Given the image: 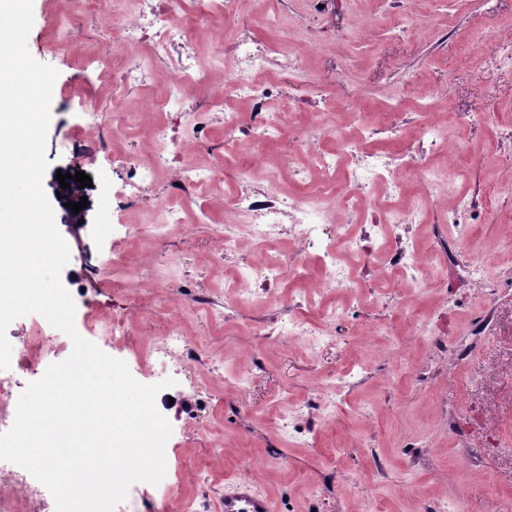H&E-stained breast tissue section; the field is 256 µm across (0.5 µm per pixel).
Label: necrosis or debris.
Returning <instances> with one entry per match:
<instances>
[{
	"label": "necrosis or debris",
	"instance_id": "4bbe7bcc",
	"mask_svg": "<svg viewBox=\"0 0 512 512\" xmlns=\"http://www.w3.org/2000/svg\"><path fill=\"white\" fill-rule=\"evenodd\" d=\"M135 8L113 9L111 23L103 29V39L94 53L83 46L69 44L63 30L47 32L44 44L52 55L64 50L81 56L87 68L112 80V100L88 101L83 124L105 128L106 137L99 149L102 165H121L126 181L115 193V212L125 238L150 230L162 237L171 224L188 219L200 223L212 220L207 208L192 210L191 195L213 193L224 205V221L214 232L219 244L208 255L215 271L233 263V290L224 300L225 312L248 306L270 288H282L283 298L295 305V313L262 329L275 341L303 342L310 352H318L331 340L329 328L342 316L348 302L358 295L356 260L362 239L379 242L378 253L384 265L393 266L401 282L416 289L437 283L438 267L429 254L412 238L403 237L407 224L424 223L432 202L424 190L442 180H453L454 168H438L434 155L461 152L466 136H458L445 146L433 116L444 105L443 95L428 96L416 102L423 121L416 129L421 156H395L372 139L373 125L363 112H356L355 132L342 122H326L323 113H314L306 128H299L295 113L271 112L270 98L281 92V83L269 75L268 56L277 53L300 60L297 48L280 40L285 27L278 0H268L261 15L263 28L274 38L266 50L256 46L252 31L233 34L231 49L215 45L213 58L224 73V83L215 88L209 108L196 111L194 128L175 140L180 114L186 112L193 88L209 85L207 69L196 60L200 27L186 24L185 15L206 18L215 23L236 16L245 0H135ZM165 76L168 82L158 107H146L126 116L119 106L129 89L137 84ZM224 115L219 159L204 166L179 160L178 142L199 144L211 139L214 113ZM141 127L153 149L150 161L116 148L132 126ZM290 135L291 152H272L283 135ZM260 159L261 179L241 171L225 177L242 152ZM170 185L169 193L153 205L154 220L142 227L134 204L160 181ZM301 186V193L283 191L282 183ZM388 200L382 218L366 220L367 202L375 191ZM73 346L41 337L35 349L16 353L9 368L0 369V433L14 420L17 401L14 389L20 374L32 373L45 353L70 355ZM361 362L342 369L336 378L321 382L320 393L311 404L297 406L293 419L281 426L289 437L309 446V431L304 418L309 410L333 419L346 390L364 373ZM0 512H56L53 496L44 493L40 482L26 469L0 460Z\"/></svg>",
	"mask_w": 512,
	"mask_h": 512
}]
</instances>
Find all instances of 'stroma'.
<instances>
[{"instance_id": "35a3bbf8", "label": "stroma", "mask_w": 512, "mask_h": 512, "mask_svg": "<svg viewBox=\"0 0 512 512\" xmlns=\"http://www.w3.org/2000/svg\"><path fill=\"white\" fill-rule=\"evenodd\" d=\"M279 11L289 40L307 42L305 82H288L287 100H271V111L294 112L304 125L321 94L343 106L359 102L377 115L378 140L398 155L418 151L410 108L417 99L444 88L455 113H468L471 149L454 160V187L472 198V212L459 228L433 208L427 223L404 230L423 236L448 271L447 289L423 286L409 304L397 279L382 278L376 259L366 258L357 271L366 303L338 321L334 342L314 357L298 343L261 335L264 324L289 313L271 295L235 311L232 327L206 323L194 296L224 301V277L206 261L223 215L210 225H172L151 241L152 267L174 282L151 287L125 266L139 241L94 233L112 221L102 196L121 185L123 172L100 165L99 136L87 130L69 152L48 151L43 178L70 249L61 282L76 305V330L122 313L125 329L112 355L134 371L161 362L159 343L179 322L192 343L204 345L207 365L219 367L216 375L189 368L192 388H166L155 399L172 423L166 467L179 474L171 494L195 502L197 512H220L241 477L271 498L273 512H490V494L512 499V237L500 225L512 218V195L487 196L489 181L512 179V169L497 162L512 151V0H417L411 16L401 0H329L322 13L311 0H279ZM55 65L51 145L76 127L81 96L111 94L110 82L82 62ZM392 99L403 110L385 109ZM61 171L92 179L83 229L56 194ZM473 248L488 254L492 298L476 295L466 278ZM441 313L444 354L412 336L408 323ZM356 359L366 371L335 418L308 419L314 446L286 437L277 419L284 402L312 400L320 379Z\"/></svg>"}]
</instances>
